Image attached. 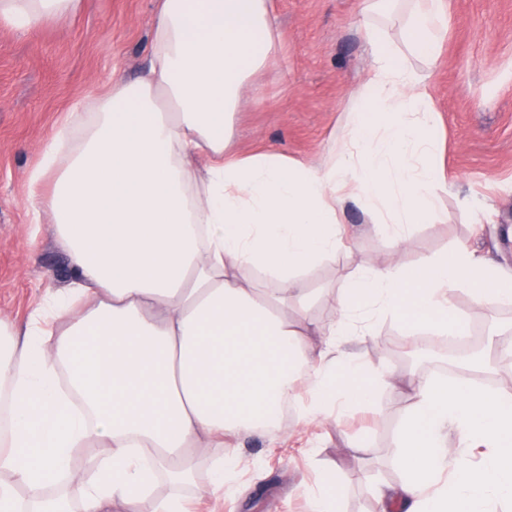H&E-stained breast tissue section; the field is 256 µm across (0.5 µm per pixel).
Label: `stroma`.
<instances>
[{
  "mask_svg": "<svg viewBox=\"0 0 512 512\" xmlns=\"http://www.w3.org/2000/svg\"><path fill=\"white\" fill-rule=\"evenodd\" d=\"M447 2L448 37L430 83L455 192L443 195L438 220L415 225L400 244L380 232L374 217L349 210L345 247L309 276L315 322L334 318L333 285L366 264L413 266L461 241L512 264V0ZM360 3L272 0L278 54L257 88L243 91L235 151L273 146L309 164L324 155L351 92L373 64L357 28ZM155 6L156 0H83L78 14L32 29L0 21V318L24 325L39 302L73 279L49 210L35 214L28 205L30 173L75 106L105 92L113 72L138 74L150 52ZM464 197L484 201L489 223L476 224L459 204ZM455 309L460 321L480 323L482 340L512 344V310H488L464 295ZM344 349L398 377L412 370L435 377L449 364L433 337L407 343L390 319ZM411 406L409 389L397 383L337 422L306 425L288 413L269 431L240 439L237 486L196 499L192 512H309L306 492L325 470L338 478L340 512H380L376 488L403 479L395 441Z\"/></svg>",
  "mask_w": 512,
  "mask_h": 512,
  "instance_id": "1",
  "label": "stroma"
}]
</instances>
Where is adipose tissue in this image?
<instances>
[{"label": "adipose tissue", "mask_w": 512, "mask_h": 512, "mask_svg": "<svg viewBox=\"0 0 512 512\" xmlns=\"http://www.w3.org/2000/svg\"><path fill=\"white\" fill-rule=\"evenodd\" d=\"M382 2L362 0L375 66L318 164L228 150L242 89L277 57L268 0H158L144 74L114 75L73 114L77 135L49 141L29 205L51 211L73 283L26 328L0 319V512H189L235 470L225 439L273 427L290 403L311 422L373 402L392 374L348 354V337L386 317L408 336L447 335L461 292L512 305V267L461 242L412 267H360L327 326L307 312L308 275L335 257L350 207L400 243L454 189L436 161L428 90L447 0H400L398 43L379 23ZM80 5L0 0V19L27 29ZM314 331L324 344L309 342ZM406 382L404 479L378 488L381 506L512 504V395L464 376ZM91 447L102 455L73 480L76 451Z\"/></svg>", "instance_id": "obj_1"}]
</instances>
